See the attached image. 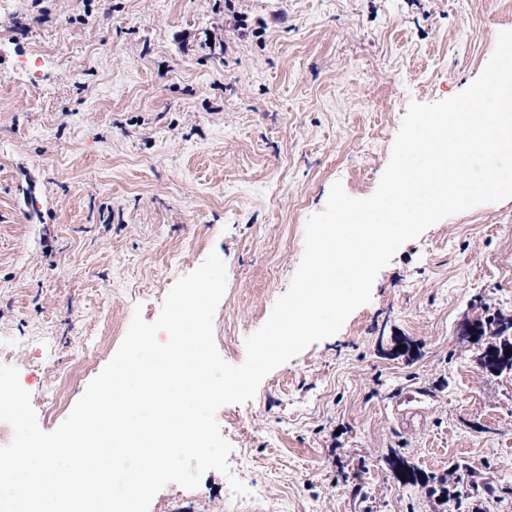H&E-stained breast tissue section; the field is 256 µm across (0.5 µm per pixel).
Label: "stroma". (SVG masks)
<instances>
[{
	"label": "stroma",
	"instance_id": "stroma-1",
	"mask_svg": "<svg viewBox=\"0 0 512 512\" xmlns=\"http://www.w3.org/2000/svg\"><path fill=\"white\" fill-rule=\"evenodd\" d=\"M512 0H14L0 10V363L56 429L210 252L221 357L286 293L307 219L377 190L411 102L467 88ZM512 316V199L404 243L338 333L221 407L231 470L149 512H451L455 464L512 512V372L460 338ZM402 456L419 478L404 484Z\"/></svg>",
	"mask_w": 512,
	"mask_h": 512
}]
</instances>
